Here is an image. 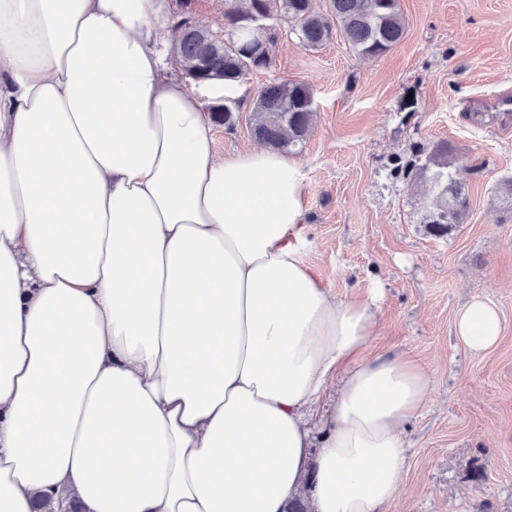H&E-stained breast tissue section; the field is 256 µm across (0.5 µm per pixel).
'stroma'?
Returning <instances> with one entry per match:
<instances>
[{"label":"stroma","instance_id":"obj_1","mask_svg":"<svg viewBox=\"0 0 512 512\" xmlns=\"http://www.w3.org/2000/svg\"><path fill=\"white\" fill-rule=\"evenodd\" d=\"M404 37L379 57L355 55L339 35L302 47L280 26L273 65L235 86L234 130L215 126V150L255 147L253 100L265 84L301 80L315 126L296 151L307 203L300 251L339 297L383 290L374 354H407L433 389L406 426L401 496L390 512H512V210L498 192L512 177V117L477 118L512 96V0H400ZM448 141L470 210L444 237L422 222L417 190L393 177L416 146ZM505 319L494 350L455 337L471 298Z\"/></svg>","mask_w":512,"mask_h":512}]
</instances>
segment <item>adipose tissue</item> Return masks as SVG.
<instances>
[{"label": "adipose tissue", "instance_id": "obj_1", "mask_svg": "<svg viewBox=\"0 0 512 512\" xmlns=\"http://www.w3.org/2000/svg\"><path fill=\"white\" fill-rule=\"evenodd\" d=\"M169 0H0V512H388L432 388L381 291L299 252L294 156H223L153 49ZM503 320H454L474 353ZM333 409L308 410L332 381Z\"/></svg>", "mask_w": 512, "mask_h": 512}]
</instances>
